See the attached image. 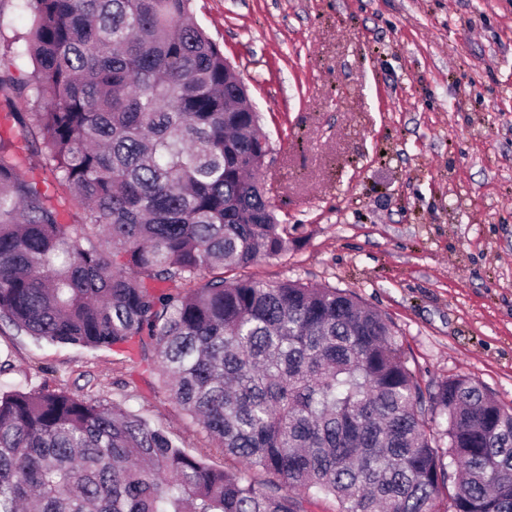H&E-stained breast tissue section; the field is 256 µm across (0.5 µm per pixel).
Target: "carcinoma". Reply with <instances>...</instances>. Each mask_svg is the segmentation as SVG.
<instances>
[{
  "label": "carcinoma",
  "instance_id": "carcinoma-1",
  "mask_svg": "<svg viewBox=\"0 0 512 512\" xmlns=\"http://www.w3.org/2000/svg\"><path fill=\"white\" fill-rule=\"evenodd\" d=\"M21 2L33 70L0 56V320L136 340L224 467L103 397L17 390L0 396V512H439L450 483L455 512H512V408L467 376L424 393L392 322L351 293L236 276L300 238L192 0Z\"/></svg>",
  "mask_w": 512,
  "mask_h": 512
}]
</instances>
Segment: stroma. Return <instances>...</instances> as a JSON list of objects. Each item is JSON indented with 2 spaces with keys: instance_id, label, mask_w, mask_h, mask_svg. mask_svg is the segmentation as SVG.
Here are the masks:
<instances>
[{
  "instance_id": "obj_1",
  "label": "stroma",
  "mask_w": 512,
  "mask_h": 512,
  "mask_svg": "<svg viewBox=\"0 0 512 512\" xmlns=\"http://www.w3.org/2000/svg\"><path fill=\"white\" fill-rule=\"evenodd\" d=\"M249 87L261 173L301 244L248 276L354 293L392 322L422 387L458 375L512 407V0H193ZM19 0L0 50L21 73ZM101 396L205 445L156 372L119 348L34 340L0 321V393Z\"/></svg>"
}]
</instances>
